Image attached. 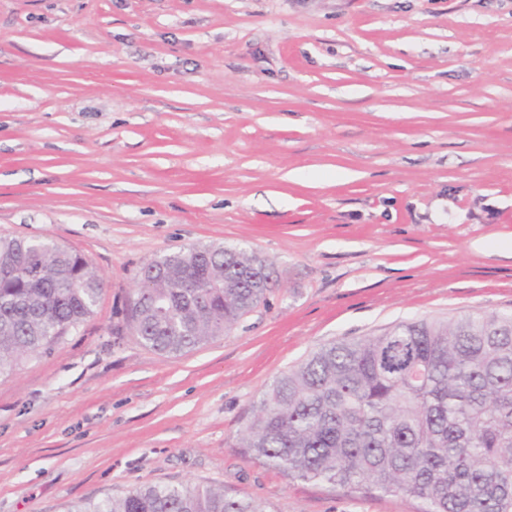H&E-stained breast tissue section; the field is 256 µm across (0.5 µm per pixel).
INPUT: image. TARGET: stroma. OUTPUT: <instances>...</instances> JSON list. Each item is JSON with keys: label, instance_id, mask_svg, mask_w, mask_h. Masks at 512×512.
Instances as JSON below:
<instances>
[{"label": "stroma", "instance_id": "35a3bbf8", "mask_svg": "<svg viewBox=\"0 0 512 512\" xmlns=\"http://www.w3.org/2000/svg\"><path fill=\"white\" fill-rule=\"evenodd\" d=\"M0 236L105 280L93 315L0 377V512L212 483L272 512H419L292 481L237 447L318 347L512 311V0H0ZM277 286L179 356L137 279L182 247Z\"/></svg>", "mask_w": 512, "mask_h": 512}]
</instances>
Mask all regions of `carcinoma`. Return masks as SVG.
<instances>
[{
    "label": "carcinoma",
    "mask_w": 512,
    "mask_h": 512,
    "mask_svg": "<svg viewBox=\"0 0 512 512\" xmlns=\"http://www.w3.org/2000/svg\"><path fill=\"white\" fill-rule=\"evenodd\" d=\"M132 321L178 356L267 301L265 261L220 244L146 264ZM104 282L51 240L0 237V376L50 352L94 312ZM237 447L290 480L411 496L421 512H512V312L400 321L331 342L276 375ZM70 512H272L203 483H145Z\"/></svg>",
    "instance_id": "1"
}]
</instances>
